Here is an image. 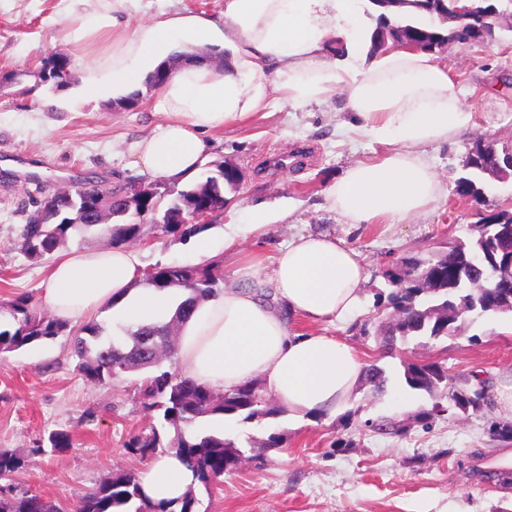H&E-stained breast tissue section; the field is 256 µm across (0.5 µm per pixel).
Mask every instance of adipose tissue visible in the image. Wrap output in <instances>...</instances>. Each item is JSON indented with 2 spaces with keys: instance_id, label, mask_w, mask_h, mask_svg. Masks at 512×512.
Segmentation results:
<instances>
[{
  "instance_id": "1",
  "label": "adipose tissue",
  "mask_w": 512,
  "mask_h": 512,
  "mask_svg": "<svg viewBox=\"0 0 512 512\" xmlns=\"http://www.w3.org/2000/svg\"><path fill=\"white\" fill-rule=\"evenodd\" d=\"M126 2L68 0L71 21L58 38L84 65L80 93L88 99L147 93L149 75L168 70L149 98L160 121L134 148L142 176L186 182L212 151L214 133L265 111L271 98L301 108L341 93L357 132L386 152L347 169L329 189L332 209L350 224H400L442 196L421 149L469 130L474 113L430 55H369L360 0H224L218 17L171 9L137 27ZM142 267L127 247L62 254L49 270L46 303L63 320H89L103 307L122 323L168 319L179 299L139 286ZM237 274L247 289L197 303L181 325V374L224 390L260 379L298 421L345 410L366 363L336 337L290 332L283 316L348 318L367 280L360 254L328 235H301L278 250L268 276L253 262ZM140 479L155 501L178 498L192 483L172 452Z\"/></svg>"
}]
</instances>
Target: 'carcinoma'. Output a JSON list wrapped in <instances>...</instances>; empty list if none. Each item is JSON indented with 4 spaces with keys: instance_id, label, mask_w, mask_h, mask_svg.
I'll use <instances>...</instances> for the list:
<instances>
[{
    "instance_id": "obj_1",
    "label": "carcinoma",
    "mask_w": 512,
    "mask_h": 512,
    "mask_svg": "<svg viewBox=\"0 0 512 512\" xmlns=\"http://www.w3.org/2000/svg\"><path fill=\"white\" fill-rule=\"evenodd\" d=\"M379 11L378 22L370 34V53L381 51L386 42L402 37L421 38L427 48L439 51L450 43L479 42L494 36L498 11L495 0H471L472 23L455 20L457 0H369ZM68 66L64 58L54 59L41 72V80L60 90L57 71ZM467 175L457 179V191L481 201L485 196V175L505 176L512 171V154L499 157L495 148L475 144L466 160ZM235 181H205L173 192L168 210L175 211L181 200H190L204 192L210 214L224 210V189ZM99 185L82 183L67 193H56L40 204L21 231V249L31 259H41L66 245L74 235L105 233L114 247H123L143 237V225L133 223L134 214L119 215L112 223H95L92 212L94 193ZM161 231L195 236L209 228L207 224H160ZM477 235L467 241L456 240L447 249L424 259L401 258L386 271L392 287L391 305L401 311L385 337L392 345L396 339L452 336L456 323L467 313L501 315L512 313V209H503L484 218L476 226ZM224 274L213 265L186 266L157 264L144 274L143 285L157 291L178 288L188 297L176 307L166 322L139 327L126 332L130 341L117 336H103L97 322L83 324L75 333L73 353L78 372L90 383L110 386L128 372H140L144 408L162 412L160 427L129 438L125 448L143 460L153 458L160 448H173L192 472L195 480L212 484L234 468L240 459L237 442L206 423L226 417L244 421L261 420L284 412L271 406L260 384L251 380L239 387L219 393L179 373L162 369L163 360L175 351L170 330L182 324L193 305L204 297H214ZM9 325L0 328V355L26 346L53 340L70 329L69 322L44 316L19 300L10 305ZM405 385L412 391L435 396L447 379L445 368L438 363L403 365ZM366 381L376 390L385 388L387 378L382 368L372 364ZM451 401L462 412L480 411L488 404L485 381L476 382L452 393ZM50 448L62 452L72 446L70 433L56 430L48 435ZM39 441L30 455L45 453ZM25 466L24 457L0 451V512H196L195 498L187 493L180 500L153 502L146 495L139 476L130 473L110 476L90 490L79 494L70 506H64L39 493L12 483V476Z\"/></svg>"
}]
</instances>
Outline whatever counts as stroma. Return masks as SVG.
<instances>
[{
    "label": "stroma",
    "mask_w": 512,
    "mask_h": 512,
    "mask_svg": "<svg viewBox=\"0 0 512 512\" xmlns=\"http://www.w3.org/2000/svg\"><path fill=\"white\" fill-rule=\"evenodd\" d=\"M68 21L64 0H0V147L15 149L36 168L21 186L0 167V304L24 298L46 307L42 281L51 262L30 259L19 246L36 201L70 182L103 180L116 187L136 178L133 145L157 121L143 103L120 109L79 98L68 109L48 110L54 92L39 75L47 62L70 56L57 38ZM438 60L455 86L467 89L476 124L428 148L445 193L404 223L348 224L330 209L327 190L336 178L384 152L352 129L340 95L305 108L275 106L225 126L198 173L205 181L223 163L241 173L239 186L226 190L212 231H223L232 219L245 223L255 207L284 214L265 231H243L234 248L215 254L224 287H242L234 274L238 262L269 265L279 246L299 234H329L360 253L369 277L347 321L295 317L288 326L340 337L391 378L379 395L360 383L350 409L326 419L299 422L282 413L225 420L224 431L238 440L243 460L223 483L194 485L199 512H512V440L492 433L499 419L494 407L474 414L452 409L427 420L423 413L432 400L399 380L404 363L437 361L448 370L449 386L464 388L474 373L496 385L512 374V320L471 314L460 320L458 335L399 340L389 350L379 331L385 309L378 299L389 293L383 273L392 261L443 249L468 235L477 212H497L512 199V177L494 181L480 204L456 191L477 140L512 151V12L500 15L495 39L449 45ZM137 249L147 267L199 262L191 238L150 222ZM72 348V336L63 334L0 358V450L30 456L15 481L65 504L105 477L141 473L146 463L126 443L159 418L145 410L137 374L97 387L77 374ZM55 430L72 434V448L30 455L35 442ZM272 435L281 437L280 447H268Z\"/></svg>",
    "instance_id": "1"
}]
</instances>
